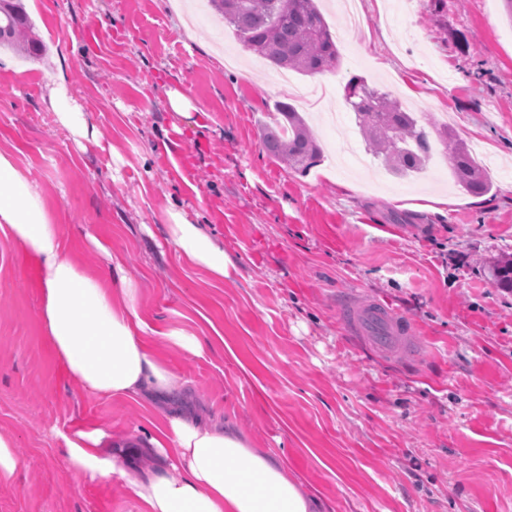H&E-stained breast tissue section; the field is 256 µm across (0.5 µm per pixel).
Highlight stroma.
<instances>
[{"label": "stroma", "mask_w": 512, "mask_h": 512, "mask_svg": "<svg viewBox=\"0 0 512 512\" xmlns=\"http://www.w3.org/2000/svg\"><path fill=\"white\" fill-rule=\"evenodd\" d=\"M413 2L407 16L400 0H360L352 30L320 0L341 64L283 83L189 0H27L47 54L0 67V152L40 187L90 273L109 265L88 236L121 259L150 328L204 336L200 357L161 345L190 381L167 406L269 449L329 512H512V294L487 277L512 254V18L504 0ZM61 68L97 140L58 125L48 97ZM354 75L483 143L491 191L455 186L441 154L411 178L377 158L354 167L349 151H366L344 99ZM172 89L197 124L171 110ZM320 92L306 118L323 157L301 174L268 156L261 126L277 103ZM174 201L223 243L235 264L223 283L168 246ZM38 280L0 238V434L20 458L0 512H137L123 479L69 473L50 430L163 419L79 391L44 336ZM353 293L410 318L409 345L383 358L346 333L336 303Z\"/></svg>", "instance_id": "1"}]
</instances>
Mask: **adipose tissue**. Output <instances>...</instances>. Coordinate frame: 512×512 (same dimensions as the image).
<instances>
[{
	"label": "adipose tissue",
	"mask_w": 512,
	"mask_h": 512,
	"mask_svg": "<svg viewBox=\"0 0 512 512\" xmlns=\"http://www.w3.org/2000/svg\"><path fill=\"white\" fill-rule=\"evenodd\" d=\"M59 70L49 102L58 123L73 136L91 134L84 112ZM168 243L187 265L223 281L231 264L224 245L193 223L187 212L167 210ZM0 235L23 249L40 270V320L64 371L82 389L103 398L148 399L179 389L184 380L154 348L139 314L138 281L96 237L89 244L110 257L107 276L88 273L63 245L62 227L37 188L0 153ZM68 471L101 485L120 477L140 512H322L318 496L272 453L252 447L224 425L182 413L166 416L149 437L132 433L130 450L148 446L159 460L141 476L112 455L103 428L77 426L62 434Z\"/></svg>",
	"instance_id": "obj_1"
}]
</instances>
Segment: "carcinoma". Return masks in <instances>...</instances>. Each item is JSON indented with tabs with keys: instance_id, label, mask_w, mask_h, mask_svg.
Listing matches in <instances>:
<instances>
[{
	"instance_id": "obj_1",
	"label": "carcinoma",
	"mask_w": 512,
	"mask_h": 512,
	"mask_svg": "<svg viewBox=\"0 0 512 512\" xmlns=\"http://www.w3.org/2000/svg\"><path fill=\"white\" fill-rule=\"evenodd\" d=\"M213 8L234 28L243 46L275 66L309 75L339 67L340 55L332 33L315 0H211ZM30 25L21 7L0 0V45L38 54L29 37ZM345 101L355 116L366 147L382 159L392 175L404 178L421 172L432 154L430 133L413 113L389 93L352 77ZM277 118L262 128L268 154L288 168L304 173L321 158V149L295 106L276 105ZM439 142L451 166L456 184L465 192L482 195L492 189L487 170L453 130L438 131ZM498 288L512 293V258L489 269Z\"/></svg>"
}]
</instances>
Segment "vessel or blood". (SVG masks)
Instances as JSON below:
<instances>
[{
  "instance_id": "vessel-or-blood-1",
  "label": "vessel or blood",
  "mask_w": 512,
  "mask_h": 512,
  "mask_svg": "<svg viewBox=\"0 0 512 512\" xmlns=\"http://www.w3.org/2000/svg\"><path fill=\"white\" fill-rule=\"evenodd\" d=\"M339 314L351 334L380 351L407 345L411 339L413 325L409 318L380 302L348 298L340 303Z\"/></svg>"
}]
</instances>
